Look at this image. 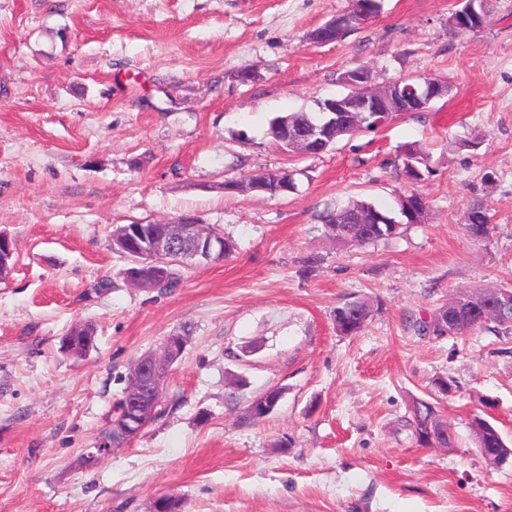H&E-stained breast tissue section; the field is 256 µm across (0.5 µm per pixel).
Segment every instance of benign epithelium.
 Here are the masks:
<instances>
[{"mask_svg": "<svg viewBox=\"0 0 512 512\" xmlns=\"http://www.w3.org/2000/svg\"><path fill=\"white\" fill-rule=\"evenodd\" d=\"M376 0H349L348 8L336 13L324 22L310 42L315 45H328L327 34L347 33L366 25L374 17L373 3ZM341 84L348 92L325 98L320 110L323 118L305 128H281L277 138L284 148L302 155H315L329 147L336 134L353 135L347 120V113L360 115L374 112H405L419 105L427 106L433 100L448 94V84L435 79L421 80L407 77L389 83V100H384L369 89V74L364 68L352 69L341 76ZM290 174L281 176V184L272 188L267 182L255 178L250 190L266 194L288 193ZM409 194L397 197L399 213L409 217L414 224L423 223L422 216L416 212ZM350 224H391L390 215L377 210L355 212L348 216ZM168 228L161 234H145L140 224H128L121 238L113 243L131 262L132 266L179 265L193 266L210 258L215 253L224 252V238L189 215H181L167 221ZM15 252V242L7 234L0 232V278L5 276L4 266ZM174 344L168 340L160 352L146 353L138 359L139 377L129 386L123 400V411L112 421V432H120L134 439L152 421L155 408L161 402L163 389L169 368L175 363L172 349Z\"/></svg>", "mask_w": 512, "mask_h": 512, "instance_id": "benign-epithelium-1", "label": "benign epithelium"}]
</instances>
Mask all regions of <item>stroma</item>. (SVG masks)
Masks as SVG:
<instances>
[{"label":"stroma","mask_w":512,"mask_h":512,"mask_svg":"<svg viewBox=\"0 0 512 512\" xmlns=\"http://www.w3.org/2000/svg\"><path fill=\"white\" fill-rule=\"evenodd\" d=\"M458 3L383 0L317 46L309 32L349 0H0V231L17 244L0 280V512H152L161 495L180 512H512V460L490 465L470 427L512 440V333L411 327L460 290L512 287V0L468 33L448 24ZM359 66L450 90L320 155L283 151L270 119L344 93ZM411 147L430 155L419 181ZM281 170L285 198L222 188ZM411 192L426 222L386 241L340 244L321 220L353 199L393 215ZM182 214L234 252L171 292L131 286L114 225ZM357 298L372 313L342 334L336 309ZM77 323L96 331L82 358L61 347ZM186 327L162 415L85 465L138 358ZM272 388L277 408L248 419ZM418 400L452 447L414 443ZM489 209L482 203L474 204L467 213V229L469 235L475 240H481L486 237L489 232V224L491 217Z\"/></svg>","instance_id":"stroma-1"}]
</instances>
